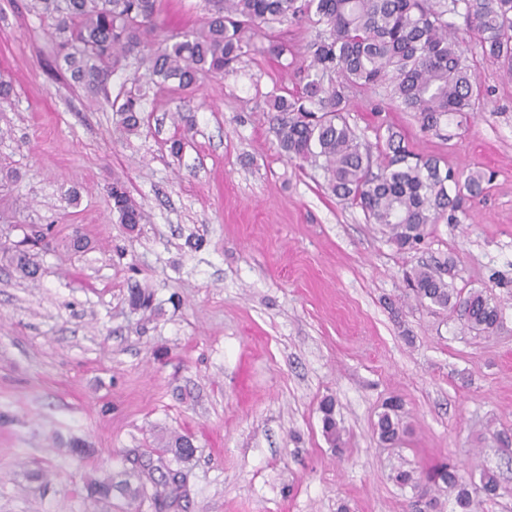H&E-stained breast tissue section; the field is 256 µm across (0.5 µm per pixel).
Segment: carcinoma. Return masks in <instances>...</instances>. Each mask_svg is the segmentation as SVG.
Listing matches in <instances>:
<instances>
[{
  "mask_svg": "<svg viewBox=\"0 0 512 512\" xmlns=\"http://www.w3.org/2000/svg\"><path fill=\"white\" fill-rule=\"evenodd\" d=\"M214 9L201 29L172 35L150 57L152 75L165 83L178 82L189 89L203 75L218 76L244 54L248 28L273 22L306 19L325 29L306 49L307 82L297 95H275L265 100L272 131L281 151L290 160L321 163L331 193L361 207L369 221L385 227L401 249L412 248L425 236L427 226L443 217L459 223L466 214V200L478 196L482 178L461 182L442 171L436 160L416 155L404 139L389 132L384 161L377 162L370 146L348 123L345 112L349 93L384 87L404 112H413L425 130H438L450 115L472 109L480 95L474 69L468 63L464 39L448 15H461L467 31L475 32L482 55L501 62L512 76V0H213ZM161 0H33L32 8L52 20L51 42L56 59L63 62L74 82L92 95L107 90L106 78L125 59L141 52L143 32L154 25ZM146 93L138 89L126 95L117 110L118 129L126 135L139 131L144 121ZM455 193L449 194V185ZM108 193L119 223L130 228L146 221L142 207L127 187L112 182ZM16 269L36 279L38 267L30 253L17 248L12 254ZM421 302L456 308L468 329L490 333L500 321L498 305L484 290L462 297L448 288L441 274L428 266L415 269L408 278ZM153 293L134 286L128 303L134 310L152 306ZM322 432L339 450L343 434L335 418V403L320 402ZM400 403L393 400L379 415L380 439L394 444L404 431ZM187 436H176L167 447L177 462H186ZM155 468L137 460L121 472V479L106 477L87 483L90 495L108 502L112 494L134 501L144 499L152 485L154 502L179 506L183 477L169 469L154 477ZM395 480L421 489L419 498L435 512L437 497L421 488L413 472L398 470ZM426 484L456 492L460 512H482L487 499L499 495L500 481L483 469L479 481L467 482L449 465L426 475Z\"/></svg>",
  "mask_w": 512,
  "mask_h": 512,
  "instance_id": "cac0c4a2",
  "label": "carcinoma"
}]
</instances>
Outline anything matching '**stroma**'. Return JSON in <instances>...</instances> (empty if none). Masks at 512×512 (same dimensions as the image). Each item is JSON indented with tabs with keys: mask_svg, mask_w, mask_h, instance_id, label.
<instances>
[{
	"mask_svg": "<svg viewBox=\"0 0 512 512\" xmlns=\"http://www.w3.org/2000/svg\"><path fill=\"white\" fill-rule=\"evenodd\" d=\"M211 8L162 0L158 31L93 98L57 69L49 20L0 0V77L14 86L0 104V512H155L86 485L123 455L158 459L175 435L195 446L182 512H413L396 469L444 464L493 470L505 492L483 512H512V444L499 440L512 437V76L472 48L480 97L437 134L385 89L352 94L363 142L384 146L393 129L459 179L484 178L462 223L401 250L270 128L267 96L305 82L311 23L247 30L224 76L152 88L139 134L117 130L150 53ZM117 179L148 216L137 230L112 210ZM37 230L33 281L9 256ZM422 265L460 295L486 290L497 330L418 302L405 274ZM136 284L153 309L131 311ZM326 397L339 451L322 434ZM392 398L407 431L389 446L376 423Z\"/></svg>",
	"mask_w": 512,
	"mask_h": 512,
	"instance_id": "obj_1",
	"label": "stroma"
}]
</instances>
